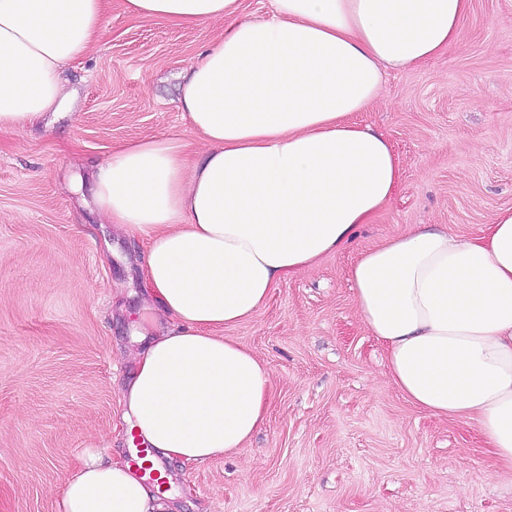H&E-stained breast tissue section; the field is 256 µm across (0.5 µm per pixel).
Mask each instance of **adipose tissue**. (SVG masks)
<instances>
[{"mask_svg":"<svg viewBox=\"0 0 512 512\" xmlns=\"http://www.w3.org/2000/svg\"><path fill=\"white\" fill-rule=\"evenodd\" d=\"M130 15L227 25L191 64L179 107L205 146L126 142L99 165L93 200L148 242L139 346L124 420L167 459L236 451L263 425L266 364L224 328L253 319L273 288L344 249L392 198L401 168L381 132L353 121L386 70L454 46L471 0H124ZM107 0H0V130L57 112L62 73L101 33ZM355 303L385 349L387 377L416 408L476 422L512 469V207L478 236L424 224L361 253ZM128 463L88 446L56 512H168Z\"/></svg>","mask_w":512,"mask_h":512,"instance_id":"ef3b65f1","label":"adipose tissue"}]
</instances>
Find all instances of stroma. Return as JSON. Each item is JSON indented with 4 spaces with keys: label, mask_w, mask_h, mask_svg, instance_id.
I'll list each match as a JSON object with an SVG mask.
<instances>
[{
    "label": "stroma",
    "mask_w": 512,
    "mask_h": 512,
    "mask_svg": "<svg viewBox=\"0 0 512 512\" xmlns=\"http://www.w3.org/2000/svg\"><path fill=\"white\" fill-rule=\"evenodd\" d=\"M223 30L137 19L110 0L63 74L70 107L0 131V512H54L88 444L133 459L120 399L145 244L103 223L91 173L150 136H180L200 157L179 86ZM353 119L390 139L399 188L347 247L224 329L271 371L266 421L230 455L162 460L172 512H512V471L476 424L428 415L387 380L348 279L361 252L416 225L472 236L512 207V0H472L457 46L387 72Z\"/></svg>",
    "instance_id": "stroma-1"
}]
</instances>
